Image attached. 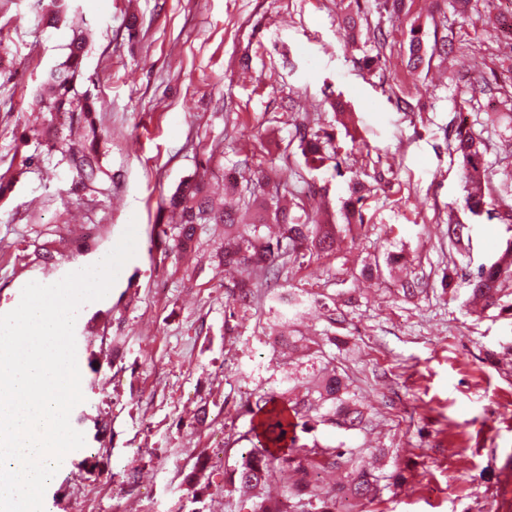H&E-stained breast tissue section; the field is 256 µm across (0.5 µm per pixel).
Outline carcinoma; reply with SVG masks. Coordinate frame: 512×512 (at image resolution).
<instances>
[{
  "mask_svg": "<svg viewBox=\"0 0 512 512\" xmlns=\"http://www.w3.org/2000/svg\"><path fill=\"white\" fill-rule=\"evenodd\" d=\"M73 9L71 0H37L34 25L56 28ZM91 30L77 29L68 44L65 59L43 72L35 89L40 109L45 113L39 127L23 129L15 136L13 157L26 170L55 163L66 169L67 193L90 199L100 193L101 145L104 134L97 120L98 96L84 87V60ZM425 59L423 39L411 30L410 64L419 66ZM299 146L312 170L320 169L336 153L333 137L325 132L298 129ZM449 146L460 159L466 184L481 187L487 174L486 148L460 121L451 129ZM229 200L215 203L206 175L195 174L181 182L162 199V209L178 216L174 224L154 228L164 257L180 259L196 249L198 231L205 224L224 225V245L216 253L218 264L239 267L243 275L227 285L236 307L252 310L261 288L271 289L280 280L288 264H303L314 255L334 251L335 230L321 223L310 209L314 194L288 189V176H277L259 168L242 183L224 185ZM465 207L475 217L487 215L502 224L512 225V208H490V203L476 191L469 193ZM34 260L53 265L63 251L47 241L33 251ZM512 285V241L499 257L478 267L468 281L473 296L485 306L499 305L504 291ZM276 343L288 354H298L312 361V373L301 381L288 373V406L275 403L277 395L257 406L264 411L263 430L255 434L257 444L244 449L237 464L227 474L224 491L241 490L249 494L250 512H364L380 493L383 472L368 465L361 448L298 443L297 432L311 433L320 425L346 431L362 427L366 418L363 405L349 397L346 379L333 360L326 357L324 346L336 345V337L322 336L311 343L304 335H295L287 323H280ZM339 473L342 480L326 481L327 475ZM288 475L276 498L263 494V488L281 475Z\"/></svg>",
  "mask_w": 512,
  "mask_h": 512,
  "instance_id": "obj_1",
  "label": "carcinoma"
}]
</instances>
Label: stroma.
<instances>
[{
	"mask_svg": "<svg viewBox=\"0 0 512 512\" xmlns=\"http://www.w3.org/2000/svg\"><path fill=\"white\" fill-rule=\"evenodd\" d=\"M34 0H0L15 60L0 76V174L16 131L42 121L33 90L60 61L69 26L36 32ZM91 24L86 74L95 83L107 139L102 166L112 190L83 203L66 194V172L16 176L0 199V314L32 281L51 284L73 263H33L41 231L99 225L96 264L128 223L136 255L108 293L75 323L83 433L45 496L46 512H247L224 476L249 447L259 397L279 390L288 358L278 353L272 303L259 297L233 315L224 272L212 260L224 227L203 230L192 264L153 249L158 203L196 170L202 145L240 176L257 168L304 171L295 126L327 130L342 160L307 172L336 249L285 270L282 289L336 298V363L367 409L361 429L321 426L301 434L384 451L388 481L366 512H499V471L512 456V295L481 312L467 304L465 276L512 240L506 225L464 208L465 183L446 133L466 115L489 144L491 188L512 178V96L500 88L499 0H74ZM354 16L356 29L344 28ZM137 21L139 34L126 26ZM430 63L409 64L412 28ZM449 37L447 52L436 40ZM485 85L472 95L471 83ZM365 198L348 215L350 186ZM471 227L465 254L448 226ZM412 282L416 296L402 292ZM107 422L97 436L96 421ZM209 466L196 471L198 458Z\"/></svg>",
	"mask_w": 512,
	"mask_h": 512,
	"instance_id": "stroma-1",
	"label": "stroma"
}]
</instances>
